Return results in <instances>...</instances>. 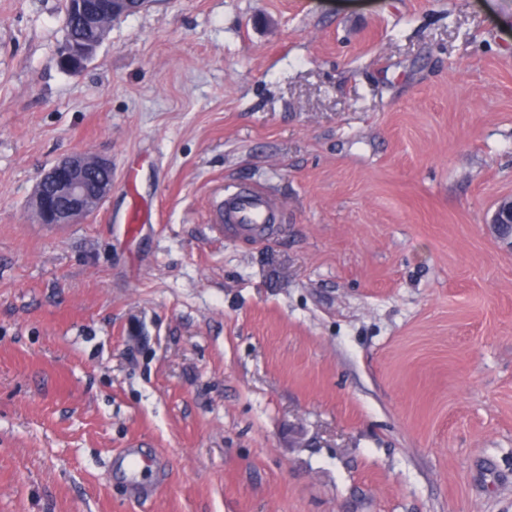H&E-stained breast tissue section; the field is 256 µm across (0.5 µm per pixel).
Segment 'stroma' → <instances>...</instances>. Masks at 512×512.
I'll return each mask as SVG.
<instances>
[{"instance_id": "obj_1", "label": "stroma", "mask_w": 512, "mask_h": 512, "mask_svg": "<svg viewBox=\"0 0 512 512\" xmlns=\"http://www.w3.org/2000/svg\"><path fill=\"white\" fill-rule=\"evenodd\" d=\"M64 17L0 0V512H512V0H152L76 71ZM99 173L94 177L93 173ZM52 189L53 195L47 193ZM112 189V162L98 155L76 153L43 172L32 208L40 224H75L92 213ZM218 219L221 224H237L259 233L267 226L280 223L281 205L264 192L241 187L224 198Z\"/></svg>"}]
</instances>
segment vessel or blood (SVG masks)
I'll return each instance as SVG.
<instances>
[{
  "label": "vessel or blood",
  "instance_id": "b4317fda",
  "mask_svg": "<svg viewBox=\"0 0 512 512\" xmlns=\"http://www.w3.org/2000/svg\"><path fill=\"white\" fill-rule=\"evenodd\" d=\"M218 219L223 224H236L242 228L260 232L267 226L281 220L280 203L264 192L240 188L228 197L218 212Z\"/></svg>",
  "mask_w": 512,
  "mask_h": 512
}]
</instances>
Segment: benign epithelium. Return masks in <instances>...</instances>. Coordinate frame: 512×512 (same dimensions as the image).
<instances>
[{"instance_id":"benign-epithelium-1","label":"benign epithelium","mask_w":512,"mask_h":512,"mask_svg":"<svg viewBox=\"0 0 512 512\" xmlns=\"http://www.w3.org/2000/svg\"><path fill=\"white\" fill-rule=\"evenodd\" d=\"M124 15L115 7L105 14L89 11L80 17L91 27L106 31ZM96 47L80 50L64 46L60 64L79 68L89 60ZM112 189V162L98 155L76 153L61 159L43 172L33 194L32 208L41 224L59 227L75 224L92 213ZM496 228L512 224V197L499 201L491 221Z\"/></svg>"}]
</instances>
